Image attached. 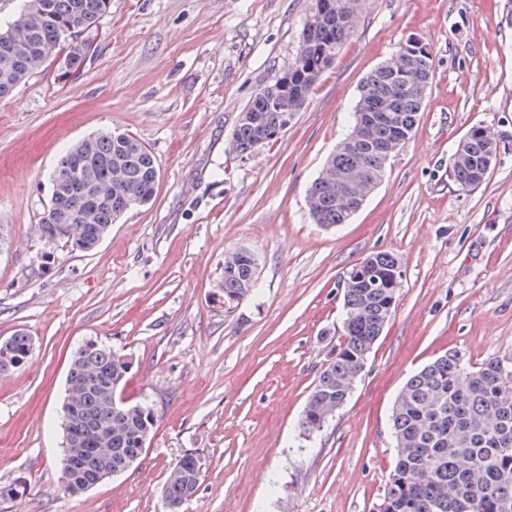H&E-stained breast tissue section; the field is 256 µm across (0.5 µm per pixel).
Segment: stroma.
Listing matches in <instances>:
<instances>
[{"label":"stroma","instance_id":"obj_1","mask_svg":"<svg viewBox=\"0 0 512 512\" xmlns=\"http://www.w3.org/2000/svg\"><path fill=\"white\" fill-rule=\"evenodd\" d=\"M313 0H111L90 56L0 99V340L32 336L31 364L0 374V512H165L185 454L204 477L181 512H381L395 457L392 403L448 351L512 358V0H359L353 37L269 146L233 147L254 92L293 62ZM419 38L433 78L411 138L348 223H313L307 194L346 136L363 78ZM483 127L497 161L458 189L449 162ZM105 130L140 139L159 185L92 252L30 232L48 176ZM257 257L237 308L217 294L224 251ZM376 252L403 270L394 312L346 404L298 437L308 396L343 334L344 277ZM129 354L125 396L157 430L128 472L60 489V409L87 338Z\"/></svg>","mask_w":512,"mask_h":512}]
</instances>
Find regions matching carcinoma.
Segmentation results:
<instances>
[{
	"instance_id": "obj_1",
	"label": "carcinoma",
	"mask_w": 512,
	"mask_h": 512,
	"mask_svg": "<svg viewBox=\"0 0 512 512\" xmlns=\"http://www.w3.org/2000/svg\"><path fill=\"white\" fill-rule=\"evenodd\" d=\"M310 30L311 45L288 67V93L273 96L272 82L257 89L244 107L260 120L237 123L233 141L239 152H252L260 137L280 127L282 116L301 111L324 73L355 30V0H326ZM111 0H23L17 19L0 26V92H13L32 74L47 67L49 57L36 52L46 44L63 49L68 37L97 26ZM433 76L426 45L405 47L365 78L353 108V120L381 112L387 122L370 121L365 142L346 136L338 143L308 193V209L317 224L335 226L349 220L354 204L377 181L387 161L371 147H400V135L414 130ZM89 164L77 173L55 169L49 203L41 220L42 235L66 238L72 246L96 247L113 224L140 201L154 199L159 171L147 147L136 137L100 132L70 148ZM497 144L480 128L460 141L449 163L450 177L461 190L479 186L488 176L487 162ZM368 270L344 280L343 341L335 359L313 387L301 418L299 435L321 431L326 420L348 400L374 344L391 319L402 271L393 254L365 258ZM256 256L245 248L224 253L219 296L236 307L256 287ZM33 338L18 332L0 342V373L29 364ZM132 359L92 340L74 352L62 405L61 431L74 442L63 447L61 488L82 493L113 474H123L142 455L157 421L151 405L120 401ZM396 448L383 512H512V361L491 359L478 366L448 352L403 386L391 414ZM197 457L183 455L162 488L167 512H179L197 491Z\"/></svg>"
}]
</instances>
